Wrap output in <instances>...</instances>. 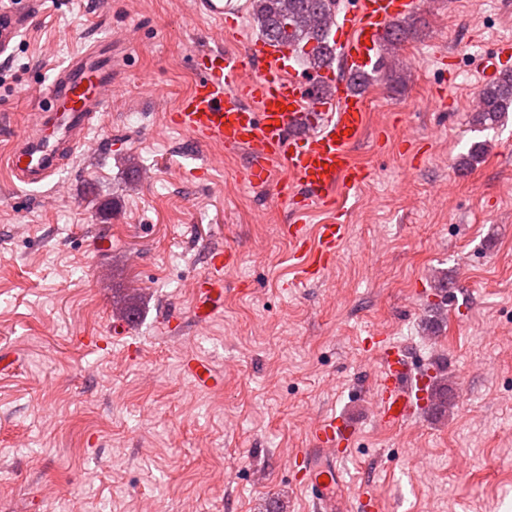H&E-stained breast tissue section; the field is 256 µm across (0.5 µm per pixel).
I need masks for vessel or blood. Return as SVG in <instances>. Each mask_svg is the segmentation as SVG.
I'll return each mask as SVG.
<instances>
[{
  "label": "vessel or blood",
  "mask_w": 512,
  "mask_h": 512,
  "mask_svg": "<svg viewBox=\"0 0 512 512\" xmlns=\"http://www.w3.org/2000/svg\"><path fill=\"white\" fill-rule=\"evenodd\" d=\"M196 4L199 13L223 25L227 45L195 53V84L170 122L196 143L246 152V182L272 185L296 215L285 230L302 275L317 279L334 262L348 227L332 221L312 232L299 217L316 207L335 211L337 194L356 193L367 180L368 171L353 164L349 154L361 137L366 111L351 79L375 65L391 23L416 10L419 0H355L342 20L329 22L343 76L325 70L312 80L296 70L292 47L262 38L242 40L231 0ZM38 6V0H29L25 8L0 10V56L11 50ZM511 55L512 42H496L476 62L481 79H496ZM115 83L109 42L72 57L47 91L50 113L38 114L31 132L18 137L7 155L15 180L33 185L52 178L82 148ZM278 168L283 176H275ZM235 262L233 253H212L207 272L195 283L201 316L222 308L224 271ZM371 356L378 368L375 402L383 423L408 424L433 407V371L426 363L415 362L383 336L373 338ZM311 440V447L291 453L295 478L308 492L312 512H336L334 492L344 483L341 463L355 431L332 417L313 427Z\"/></svg>",
  "instance_id": "1"
}]
</instances>
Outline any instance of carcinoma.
<instances>
[{
  "mask_svg": "<svg viewBox=\"0 0 512 512\" xmlns=\"http://www.w3.org/2000/svg\"><path fill=\"white\" fill-rule=\"evenodd\" d=\"M339 0H252V12L262 36L305 49L302 59L312 69L329 67L336 59L329 42V17ZM480 106L472 122L492 128L512 108V71L502 72L478 93Z\"/></svg>",
  "mask_w": 512,
  "mask_h": 512,
  "instance_id": "carcinoma-1",
  "label": "carcinoma"
}]
</instances>
